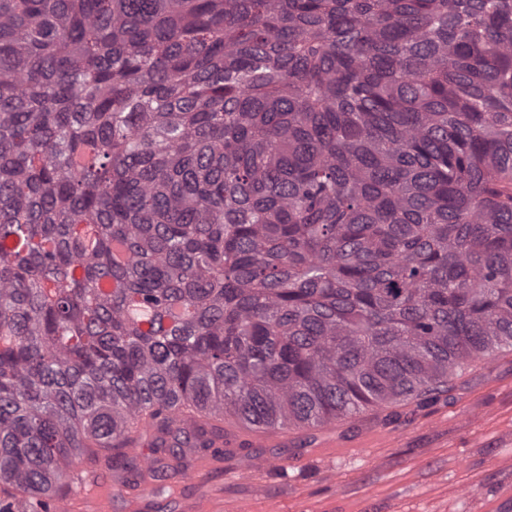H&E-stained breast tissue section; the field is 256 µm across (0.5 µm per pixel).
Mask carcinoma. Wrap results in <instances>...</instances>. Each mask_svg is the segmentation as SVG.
I'll use <instances>...</instances> for the list:
<instances>
[{
  "label": "carcinoma",
  "mask_w": 512,
  "mask_h": 512,
  "mask_svg": "<svg viewBox=\"0 0 512 512\" xmlns=\"http://www.w3.org/2000/svg\"><path fill=\"white\" fill-rule=\"evenodd\" d=\"M511 349L512 0H0V512Z\"/></svg>",
  "instance_id": "obj_1"
}]
</instances>
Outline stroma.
<instances>
[{
	"instance_id": "obj_1",
	"label": "stroma",
	"mask_w": 512,
	"mask_h": 512,
	"mask_svg": "<svg viewBox=\"0 0 512 512\" xmlns=\"http://www.w3.org/2000/svg\"><path fill=\"white\" fill-rule=\"evenodd\" d=\"M288 454V472L247 482L225 449L210 481L245 512H497L512 490V351L473 363L430 407L338 421L332 460Z\"/></svg>"
}]
</instances>
